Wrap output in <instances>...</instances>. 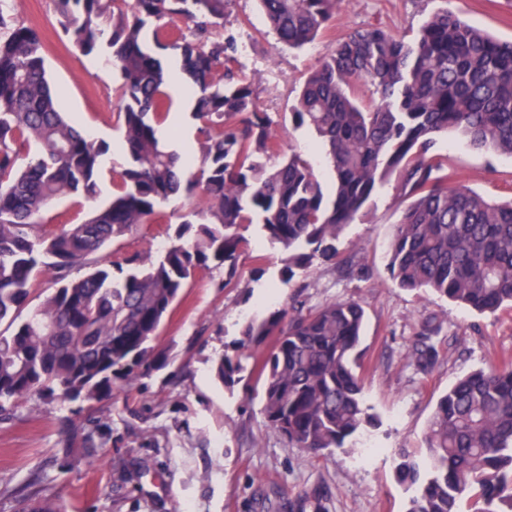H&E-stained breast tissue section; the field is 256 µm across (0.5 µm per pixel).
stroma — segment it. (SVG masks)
Segmentation results:
<instances>
[{
	"label": "stroma",
	"mask_w": 512,
	"mask_h": 512,
	"mask_svg": "<svg viewBox=\"0 0 512 512\" xmlns=\"http://www.w3.org/2000/svg\"><path fill=\"white\" fill-rule=\"evenodd\" d=\"M445 6L468 24L512 41V0H342L328 30L299 51L277 44L257 0H234L211 37L236 34L239 72L252 79L272 132L284 148L316 161L315 134L295 128L290 114L310 69L351 29L379 23L411 41L429 14ZM11 15L41 34L61 111L99 141L121 137L114 93L119 75L90 67L87 55L68 44L54 0H13ZM436 149L474 190L495 200L512 198V157L473 149L453 134L440 137ZM111 166L95 199L55 201L45 229L79 222L107 204L111 172L121 163ZM198 207L186 194L172 196L149 223L114 240L107 254L119 260L153 252L156 241ZM402 208L394 178L345 228L338 249L356 255L363 268L350 278L318 264L283 282L280 249L249 228L237 280L225 284L220 269L199 272L166 317L159 338L169 356L166 369L79 413L61 402H30L0 416V512H14L40 473L52 478L63 512H286L289 502L293 512H315L321 494L329 497L330 512H408L412 492L394 475L400 449L423 450L435 404L458 377L512 356V310L480 315L398 288L388 262ZM348 299L365 310L360 350L373 424L358 437L355 452L315 456L267 431L255 378L228 389L215 379L213 365L232 350L245 322L264 315L269 304L310 310ZM429 318L440 323L442 343L437 363L424 374L408 352ZM67 418L92 432L99 450L63 470L58 463L70 445Z\"/></svg>",
	"instance_id": "35a3bbf8"
}]
</instances>
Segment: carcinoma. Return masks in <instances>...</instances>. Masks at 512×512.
Masks as SVG:
<instances>
[{
	"label": "carcinoma",
	"mask_w": 512,
	"mask_h": 512,
	"mask_svg": "<svg viewBox=\"0 0 512 512\" xmlns=\"http://www.w3.org/2000/svg\"><path fill=\"white\" fill-rule=\"evenodd\" d=\"M78 51L103 47L115 88L125 163L111 203L84 221L44 233L49 204L96 195L109 146L59 108L40 34L16 23L0 0V413L30 401L91 405L168 365L156 341L181 291L204 269L236 277L252 224L280 248L283 281L314 262L352 269L336 248L346 225L395 175L406 206L390 244L391 279L479 314L512 309V199L468 187L434 151L459 133L487 152L512 156V41H500L446 8L412 42L381 24L354 29L308 73L292 119L320 138L333 174L326 187L311 161L285 153L251 79L238 73L236 38L210 40L233 0H55ZM341 0H259L278 43L300 49L335 18ZM155 25V48L144 29ZM193 24L184 32L179 24ZM181 59L201 122L198 175L183 180L178 156L157 137L167 119L169 74L162 55ZM224 71V81L214 73ZM377 98L366 103L361 89ZM201 188L200 221L185 220L154 258L112 262L105 247L145 224L170 197ZM87 265L92 271L74 277ZM56 290L18 320L37 279ZM364 309L333 301L304 313L272 308L246 323L233 353L215 363L231 388L243 359H256L269 432L314 454L345 450L369 422L358 348ZM439 327L425 322L409 352L428 372ZM271 348L260 351L266 338ZM426 455L404 449L399 483L414 491L409 512H512V359L478 368L443 395L424 436ZM15 512H61L43 483Z\"/></svg>",
	"instance_id": "cac0c4a2"
}]
</instances>
